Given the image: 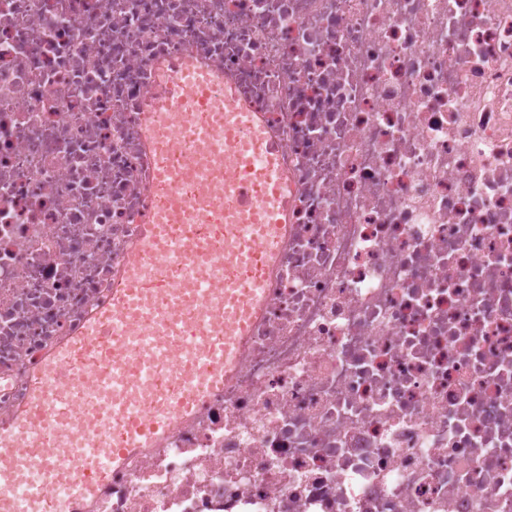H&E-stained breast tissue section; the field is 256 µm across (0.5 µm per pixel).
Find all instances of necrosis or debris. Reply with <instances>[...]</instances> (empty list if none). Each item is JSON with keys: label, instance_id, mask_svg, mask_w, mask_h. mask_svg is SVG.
Wrapping results in <instances>:
<instances>
[{"label": "necrosis or debris", "instance_id": "4bbe7bcc", "mask_svg": "<svg viewBox=\"0 0 512 512\" xmlns=\"http://www.w3.org/2000/svg\"><path fill=\"white\" fill-rule=\"evenodd\" d=\"M181 59L277 144L287 229L233 377L98 483L112 351L63 384L49 358L133 266L224 279L136 250L156 135L186 200L236 178L196 165ZM146 314L163 349L224 308ZM41 379L70 408L29 447L95 485L44 481L45 512H512V0H0V436Z\"/></svg>", "mask_w": 512, "mask_h": 512}]
</instances>
